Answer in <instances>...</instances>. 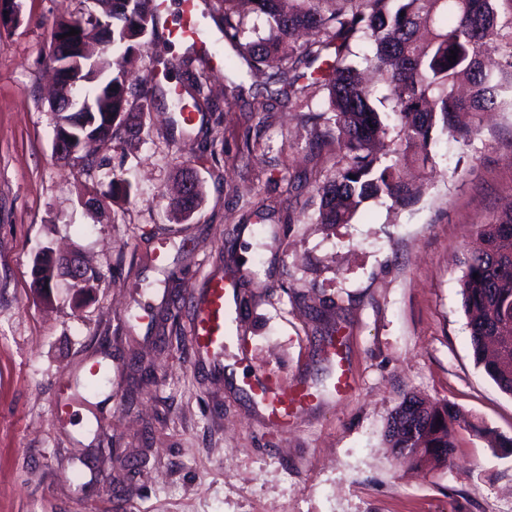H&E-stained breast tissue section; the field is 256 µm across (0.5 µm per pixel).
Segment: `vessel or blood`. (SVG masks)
<instances>
[{
	"instance_id": "obj_1",
	"label": "vessel or blood",
	"mask_w": 512,
	"mask_h": 512,
	"mask_svg": "<svg viewBox=\"0 0 512 512\" xmlns=\"http://www.w3.org/2000/svg\"><path fill=\"white\" fill-rule=\"evenodd\" d=\"M157 15H160V33L163 38L172 40L178 37L193 40L203 51H210L209 40L201 39L197 31V0H182L181 18L172 22L166 18L167 0H155ZM227 292L223 281H210L207 288L196 299V318L190 332V344L198 352L217 358L224 350L225 320L224 309ZM301 392L288 395L271 394L270 420L273 424L284 425L288 422L289 400L301 399Z\"/></svg>"
}]
</instances>
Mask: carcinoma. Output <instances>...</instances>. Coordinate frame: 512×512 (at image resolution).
Masks as SVG:
<instances>
[{"mask_svg": "<svg viewBox=\"0 0 512 512\" xmlns=\"http://www.w3.org/2000/svg\"><path fill=\"white\" fill-rule=\"evenodd\" d=\"M73 18L91 27L112 28V58L90 72L93 111L77 138L96 140L138 136L135 122L157 105L153 88L132 81L126 71L134 55L155 41L153 0H112L91 9L79 0ZM219 28L231 49L224 67L246 69L254 80L270 70L288 77L286 97L293 111L312 121L308 148L334 147L336 173L318 186L316 221L347 224L363 203L387 199L407 206L421 189L404 182L406 162L427 165L418 156L450 136L465 146L480 130V115L512 107V11L500 14L497 0H222ZM373 47V54L362 46ZM456 52L457 59L447 56ZM183 61L186 83L171 92L180 114L209 106L202 97L205 71ZM377 73L386 86L378 97L363 83L360 67ZM305 84H299L301 80ZM480 245L465 258L461 278L462 308L470 328L475 362L499 389L512 395V345L492 356L488 347L512 336V212L477 223ZM471 428L490 448H510L488 426L468 415L422 398L404 399L387 426V437L406 470L423 461L446 464L455 448L454 431Z\"/></svg>", "mask_w": 512, "mask_h": 512, "instance_id": "1", "label": "carcinoma"}]
</instances>
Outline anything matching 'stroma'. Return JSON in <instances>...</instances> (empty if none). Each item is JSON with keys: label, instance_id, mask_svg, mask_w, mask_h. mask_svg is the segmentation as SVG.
Segmentation results:
<instances>
[{"label": "stroma", "instance_id": "obj_1", "mask_svg": "<svg viewBox=\"0 0 512 512\" xmlns=\"http://www.w3.org/2000/svg\"><path fill=\"white\" fill-rule=\"evenodd\" d=\"M18 4L19 23L0 27V512H512V448L459 429L449 463L407 473L385 437L415 395L512 438V396L476 365L460 293L477 221L512 208V112L484 114L469 148L440 139L434 168L410 165L416 205L371 200L320 224L313 184L333 152H309L282 83L233 91L219 42L205 93L221 121L197 114L184 135L175 113L151 110L138 139L91 143L101 165L83 173L55 153L48 98L54 23L79 0ZM187 54L158 41L128 70L167 90L182 71L162 60ZM256 93L276 106L250 139ZM115 170L130 184L118 203ZM185 170L202 198L178 222ZM292 174L311 182L289 190ZM264 195L277 211L243 220ZM46 249L77 255L99 286L35 287ZM175 267L184 282L166 283ZM216 278L230 298L213 360L189 336ZM258 376L306 391L286 426L269 422Z\"/></svg>", "mask_w": 512, "mask_h": 512}]
</instances>
